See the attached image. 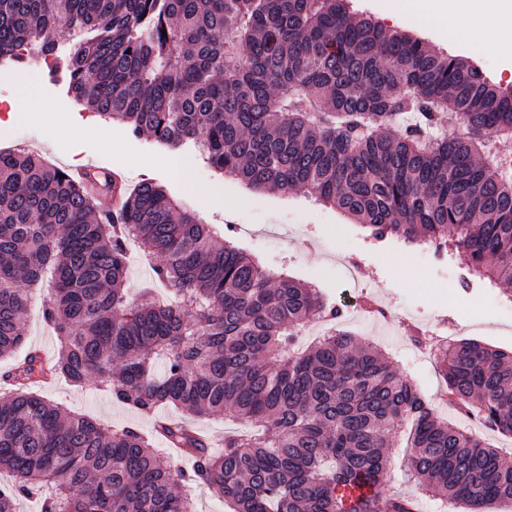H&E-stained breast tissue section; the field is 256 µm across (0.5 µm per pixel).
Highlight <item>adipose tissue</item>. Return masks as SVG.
<instances>
[{
    "instance_id": "1",
    "label": "adipose tissue",
    "mask_w": 512,
    "mask_h": 512,
    "mask_svg": "<svg viewBox=\"0 0 512 512\" xmlns=\"http://www.w3.org/2000/svg\"><path fill=\"white\" fill-rule=\"evenodd\" d=\"M386 9L391 13L411 10L443 20L463 38L512 51V29L505 25L512 0H388Z\"/></svg>"
}]
</instances>
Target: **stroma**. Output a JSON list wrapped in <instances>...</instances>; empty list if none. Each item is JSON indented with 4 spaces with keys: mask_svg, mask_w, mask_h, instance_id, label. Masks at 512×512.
<instances>
[{
    "mask_svg": "<svg viewBox=\"0 0 512 512\" xmlns=\"http://www.w3.org/2000/svg\"><path fill=\"white\" fill-rule=\"evenodd\" d=\"M355 11L370 15L386 29L423 39L436 51L476 61L498 85L512 77V54H501L449 35L445 22L404 11L385 13V0H350ZM13 86L28 83L40 117L16 121L8 134L0 133V149H12L26 140L30 149L49 163L67 170L88 165L123 174L126 186L153 179L184 208L217 232H231L234 242L268 271L311 283L327 302L367 292L396 318L388 323L371 316L344 314L339 330L353 332L364 343L380 349L393 371L410 381L448 424L476 435L500 448L512 464V436L485 429L478 421L465 420L445 401V383L434 357L415 343L409 328L433 340L475 339L504 351H512V302L498 289L477 283L459 289L462 265L457 260L430 261L419 268L408 249L379 243L366 237L353 220L336 208L316 203L303 192L283 194L253 190L228 175L209 168L192 148L173 149L148 137L135 138L118 122L97 121L94 132L65 135L67 124L89 117L60 76L46 65H31L26 78L14 71L0 73ZM360 264V280L352 282L349 260ZM41 395L64 403L71 411L112 425L151 429V419L113 403L96 382L78 387L65 379L42 387ZM393 461L381 486L383 495H412L420 500V512H440L437 501L409 480L399 462L405 454V434L396 429L389 441Z\"/></svg>",
    "mask_w": 512,
    "mask_h": 512,
    "instance_id": "35a3bbf8",
    "label": "stroma"
}]
</instances>
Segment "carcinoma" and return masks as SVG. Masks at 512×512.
Returning <instances> with one entry per match:
<instances>
[{
	"label": "carcinoma",
	"instance_id": "1",
	"mask_svg": "<svg viewBox=\"0 0 512 512\" xmlns=\"http://www.w3.org/2000/svg\"><path fill=\"white\" fill-rule=\"evenodd\" d=\"M55 60L74 96L174 149L192 140L215 170L257 189L306 191L378 242L433 245L512 301V88L476 63L389 32L347 0H0V62ZM119 198L117 215L95 196ZM154 261L172 302L123 288L128 243ZM41 315L58 338L25 348ZM342 317L316 289L274 276L157 182L66 175L33 153L0 150V512H192L203 483L231 512H417L380 493L388 433L410 426L400 467L443 508L512 502L498 449L440 419L382 353L347 331L303 352L308 323ZM448 401L512 435V352L462 339L437 356ZM95 381L144 416L230 411L256 425L213 448L179 418L151 433L112 429L34 388ZM196 460L175 470L155 447Z\"/></svg>",
	"mask_w": 512,
	"mask_h": 512
}]
</instances>
